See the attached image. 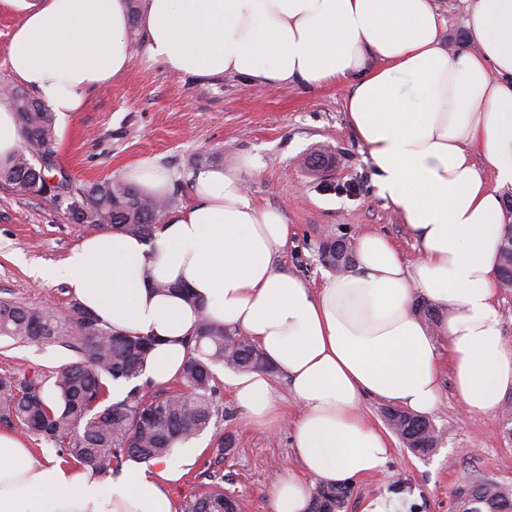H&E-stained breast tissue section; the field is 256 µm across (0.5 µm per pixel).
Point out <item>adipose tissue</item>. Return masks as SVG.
I'll list each match as a JSON object with an SVG mask.
<instances>
[{
    "label": "adipose tissue",
    "instance_id": "adipose-tissue-1",
    "mask_svg": "<svg viewBox=\"0 0 512 512\" xmlns=\"http://www.w3.org/2000/svg\"><path fill=\"white\" fill-rule=\"evenodd\" d=\"M7 2L19 15L10 72L57 117L127 68L126 0ZM464 3L469 41L453 48L438 0H141L149 54L172 73L343 85L377 194L420 247L412 266L367 231L356 269L320 287L282 269L289 224L250 199L263 163L247 155L191 172L192 204L170 208L152 243L98 233L61 264L30 268L41 283L63 281L112 328L155 336L145 372L154 384L180 375L200 318L257 344L299 406L290 423L298 465L268 487V512H309L315 484L384 470L391 441L363 415L365 399L429 414L446 368L467 414L494 410L512 391V343L497 308L501 192L512 186V0ZM417 293L440 321L412 312ZM226 382L247 427L279 429L270 376ZM183 465L166 456L124 466L107 493L87 469L38 461L0 431V512H178Z\"/></svg>",
    "mask_w": 512,
    "mask_h": 512
}]
</instances>
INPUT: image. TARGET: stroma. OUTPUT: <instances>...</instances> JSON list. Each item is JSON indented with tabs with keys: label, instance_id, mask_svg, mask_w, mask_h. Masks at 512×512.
I'll list each match as a JSON object with an SVG mask.
<instances>
[{
	"label": "stroma",
	"instance_id": "stroma-1",
	"mask_svg": "<svg viewBox=\"0 0 512 512\" xmlns=\"http://www.w3.org/2000/svg\"><path fill=\"white\" fill-rule=\"evenodd\" d=\"M57 131L58 162L74 183L119 178L128 166L147 161L174 174L172 194L182 207L193 201L188 175L195 167L260 156L265 167L250 181L249 193L255 203L286 214L292 236L277 262L311 285L328 272L318 247L329 236L354 240L374 230L393 242L406 263L420 257L399 213L376 193L374 166L348 127L343 91L336 85L268 87L239 76L176 75L150 58L142 37L128 69L89 91L81 111L68 115ZM90 234L49 201L0 184V299L51 304L69 314V288L36 281L29 266L60 263ZM72 359L59 346L0 339V376L49 372ZM218 400V418L191 441L199 452L175 487V498L207 489L212 440L230 434L235 445L220 465L224 489L239 499L241 512H267V488L293 462L289 428L268 435L244 427L227 384H220ZM509 416L512 392L494 411L464 416L451 374L443 372L441 399L430 415L440 434L438 447L417 455L393 440L385 469L353 481L341 512H362L370 500L397 492L411 496L409 512H452L451 493L462 478L512 483V440L503 432Z\"/></svg>",
	"mask_w": 512,
	"mask_h": 512
}]
</instances>
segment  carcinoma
<instances>
[{
  "label": "carcinoma",
  "mask_w": 512,
  "mask_h": 512,
  "mask_svg": "<svg viewBox=\"0 0 512 512\" xmlns=\"http://www.w3.org/2000/svg\"><path fill=\"white\" fill-rule=\"evenodd\" d=\"M21 133V148L0 161V184L26 196L68 201L65 213L74 224L104 229L152 241L164 212L174 199L144 193L121 179L104 178L73 185L57 162L56 115L27 91L11 95ZM58 178L52 188L47 180ZM323 263L335 269L355 264L350 241L327 238L319 247ZM499 275L512 288V242L500 240ZM72 315L0 300V337L17 344L58 345L75 359L47 375L33 370L0 376V425L20 428L34 442L53 446L57 457L87 468L95 476L117 473L124 463H148L171 454L206 430L219 414L218 386L213 367L222 365L238 372H274L265 355L241 331H232L206 319L186 343V359L180 374L182 390L162 399L141 394L142 379L152 337L122 332L100 322L79 302L71 303ZM114 382L129 385L118 401L108 400ZM386 422L411 451L427 454L434 448L435 428L425 416L389 408ZM232 435L216 437L214 464L232 450ZM207 492L181 504V512H240L234 496L224 492L223 477L209 474ZM349 486L316 487L311 512L340 509L350 495ZM475 499L474 512H512V492L485 485Z\"/></svg>",
  "instance_id": "cac0c4a2"
}]
</instances>
